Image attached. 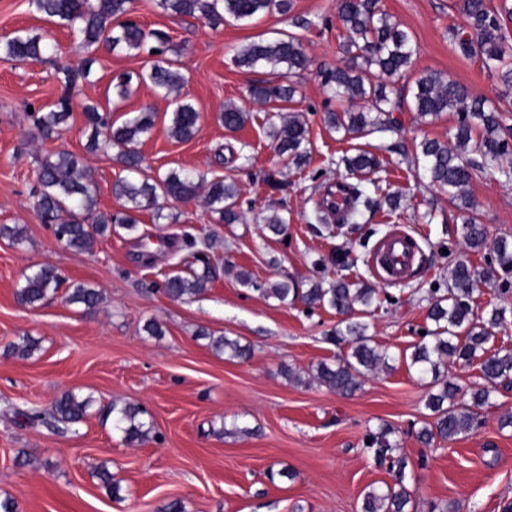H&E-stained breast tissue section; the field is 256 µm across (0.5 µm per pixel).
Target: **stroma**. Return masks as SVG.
<instances>
[{"label":"stroma","instance_id":"stroma-1","mask_svg":"<svg viewBox=\"0 0 512 512\" xmlns=\"http://www.w3.org/2000/svg\"><path fill=\"white\" fill-rule=\"evenodd\" d=\"M380 5L409 33L416 53L408 79L398 83L404 100L395 113L400 131L355 138L324 122L326 111L339 104L328 97L323 74L345 61L336 0H293L290 15L217 27L171 16L158 0H131L128 19L168 35L166 56L185 78L181 97L201 113L194 137L179 141L168 134L173 104L152 86H135L117 105L123 115L157 114L139 146L144 176L186 169L224 177L240 189L241 218L224 224L203 202L170 200L162 204V218L140 212L136 232L97 239L89 252L64 247L37 218L30 195L37 183L34 157L58 149L82 156L98 206L108 212L122 208L112 185L123 171L110 154L86 152L80 106H73L58 139L41 141L28 108L61 96L52 64L0 60V225L20 227L25 235L18 245L0 238V498H14L18 512H161L174 500L183 512H360L365 491L392 480L366 444L367 434L384 425L394 428L408 458L415 512H502L512 501V427L499 425L500 416L512 411V385L492 392L477 432L426 446L416 438L429 419L426 388L409 359L421 331L432 326L429 305L448 294L452 266L465 260L481 268L491 261L489 251L466 250L462 211L412 161L416 144L426 138L448 141L457 125L453 112L419 119L412 80L426 70L441 71L493 104L499 84L478 60L453 50L448 29L462 22L454 0ZM19 29L50 34L62 63L81 65L85 54L67 30L32 13L28 0H0V37ZM288 34L300 39L312 61L294 77L296 93L285 105L309 127L310 161L300 168L276 153L267 134V108L249 95L253 85L279 82V74L234 61L249 42ZM98 56L83 95L106 109L114 106L112 77L139 73L152 60L145 52L130 57L102 50ZM230 102L249 114L235 132L218 120ZM360 150L381 160L380 169L359 183L381 206L359 209L340 226L320 213L313 188L355 181L341 159ZM393 192L401 195L394 210L383 203ZM468 194L488 239H512V182L482 173ZM274 213L286 222V236L266 230L264 219ZM398 230L413 237L418 254L415 276L394 283L378 275L373 249ZM214 233L221 238L210 251L216 280L193 300H170L157 284L180 268L183 238ZM44 263L58 268L67 283L98 289L99 308L83 311L60 294L37 308L22 306L16 293L24 274ZM240 270L260 283L293 280L303 288L321 279L370 284L383 302L364 321L373 344L389 351L388 365L347 397L312 381L319 362L349 352L348 345L327 339L339 320L335 310L264 298L239 283ZM150 321L159 323L161 335L145 332ZM24 335L38 340V350L26 359L9 355L8 344ZM219 336L252 345V358L217 353L211 341ZM292 371L301 382L289 380ZM67 390L96 400L81 422L50 428L22 418V411L49 406ZM114 401L145 407L154 436L124 444L99 413ZM103 463L121 484L119 498L108 495L93 475ZM272 469L294 476L272 480Z\"/></svg>","mask_w":512,"mask_h":512}]
</instances>
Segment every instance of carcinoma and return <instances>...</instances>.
Returning a JSON list of instances; mask_svg holds the SVG:
<instances>
[{
	"label": "carcinoma",
	"instance_id": "1",
	"mask_svg": "<svg viewBox=\"0 0 512 512\" xmlns=\"http://www.w3.org/2000/svg\"><path fill=\"white\" fill-rule=\"evenodd\" d=\"M130 2L29 0L28 6L36 13L70 31L77 47L85 53L77 70L56 67L55 78L63 87V95L56 102L34 110V126L41 140H52L60 135L71 116L73 97L78 94L80 85L90 81L93 66L99 62V50L137 55L152 41L160 45L166 43L165 33L147 30L134 21L120 20L127 14ZM159 4L167 13L196 17L212 24L251 20L274 11L284 15L292 8L291 0H159ZM456 8L464 24L449 28L453 49L466 58L478 60L483 70L497 77L501 84L499 100L512 98V45L506 35L507 23L512 22V6L504 3L493 9L488 0H458ZM337 19L345 32L343 51L349 57V65L326 72L324 87L331 98L368 102L370 108L328 111L326 125L346 135L395 128L397 120L391 112L401 104L395 85L406 76L412 64L411 36L378 7V0H338ZM55 54L56 45L42 34L20 30L0 39V60L3 61L24 63ZM156 54L159 58L137 76L122 73L112 79L114 104L130 97L134 81H148L166 97L181 90L182 74L173 67L171 60L163 57V50L156 49ZM235 60L240 66L262 65L282 70L287 82L255 85L250 94L260 103L273 105L268 129L278 155L297 164L305 161L307 123L299 114L282 113L280 107L292 101L295 95L290 77L304 72L309 65L301 41L292 35L252 41L237 51ZM173 104L169 135L178 141H187L198 130L200 114L190 102L178 97ZM413 108L418 118L424 120L437 119L445 112L458 115L454 142L424 139L419 143L415 161L423 165L434 186L448 193L451 203L459 202L467 210L462 238L470 251L481 252L487 248V234L466 196L467 187L484 172L497 174L505 184L512 182V128L505 125L499 108L488 105L485 98L472 94L467 87L439 71H425L415 79ZM83 113L85 125L91 130L87 149L115 151L114 158L127 172L112 185L113 195L125 200L126 205L116 213L97 209L96 186L79 156L56 150L35 157L37 187L32 192L35 213L41 223L54 226L56 239L66 247L89 251L99 237L104 238L119 228L133 231L138 224L136 214L141 211L152 210L156 218H162L161 199L187 202L203 194L207 207L218 214L222 222L234 224L240 219L239 190L233 182L209 179L204 173L184 170H172L156 179L140 178L143 158L137 146L151 133L155 113L135 112L120 123L112 120V112L102 111L95 103L84 104ZM218 120L233 132L244 127L248 115L228 104ZM344 162L354 175H369L380 168L377 157L366 151L347 157ZM217 243L218 238L212 235L198 249L196 240H185V246L193 249L186 270L166 276L158 288L174 301H188L203 294L216 277L208 250ZM492 253L496 265L481 270L463 260L454 264L448 296L438 299L428 310L434 328L420 336L411 353L410 367L423 378L432 377L425 401L431 420L416 431L423 444L431 443L436 437L453 440L477 431L484 423L480 409L491 405V392L498 383L512 378V352L487 351L491 337L507 322V309L494 307L488 317L479 320L470 305L474 286L480 281L490 286L498 283L505 291L512 286V241L505 238L496 241ZM237 278L267 299L274 298L281 303L299 299L310 309L326 305L342 315L329 339L349 345L351 353L331 363H319L312 374L319 384L338 394L349 395L362 386L367 372L388 364V351L373 345L371 337L366 335V326L355 320L357 313H369L379 307L376 289L338 279L326 287L313 282L304 290L286 280L257 283L245 271L238 272ZM62 282L55 266L41 264L24 276L18 295L23 304L37 307L54 297ZM65 300L93 310L100 304L101 294L95 288L77 283L67 289ZM211 346L240 360L252 355L251 346L225 336L211 340ZM37 349L38 342L28 335L9 344L10 352L21 358L32 356ZM450 359L466 363L478 360L489 386L464 393L461 386L440 371ZM467 395L470 396L468 402L465 401ZM93 405L92 397L68 390L55 398L49 408L27 411L23 416L32 424L55 428L82 421ZM100 413L112 419L113 427L122 434L125 443L150 439L152 423L143 407L114 401L100 408ZM392 433V428L383 426L378 432L368 434L371 439L368 448L373 450L378 465L388 468L393 483L366 491L361 512H409L412 494L406 483L408 461L400 453L399 445L389 440Z\"/></svg>",
	"mask_w": 512,
	"mask_h": 512
}]
</instances>
